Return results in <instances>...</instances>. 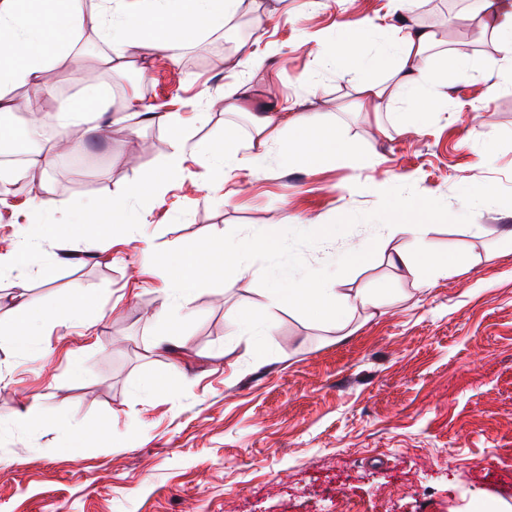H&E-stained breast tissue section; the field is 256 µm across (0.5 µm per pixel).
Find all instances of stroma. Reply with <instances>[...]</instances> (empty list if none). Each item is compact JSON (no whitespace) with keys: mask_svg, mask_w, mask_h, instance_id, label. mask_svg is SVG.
Segmentation results:
<instances>
[{"mask_svg":"<svg viewBox=\"0 0 512 512\" xmlns=\"http://www.w3.org/2000/svg\"><path fill=\"white\" fill-rule=\"evenodd\" d=\"M263 35L255 62L218 52L223 29L189 40L179 60L161 49L125 50L111 71L109 46L87 31L54 72L45 104L61 113L79 101L120 109L136 90L158 112L205 113L191 140L220 142L225 125L248 138L251 116L216 102L240 84L254 102L299 103L336 124L355 155L375 163L284 168L272 150L264 168L223 173L190 156L182 178L152 200L131 191L171 151V133L147 118L112 121L87 137L100 157L93 181L61 186L54 217L113 193L150 207L139 240L98 228L99 248L82 238L35 245L23 276L25 298L50 305L74 288L95 292L104 311L91 328L46 326L29 353L0 344V512H483L512 506V208L485 205L470 224L432 225L433 251L449 253V274L431 285L419 269L391 265L404 248L380 225L361 223L336 248L304 249L309 267L334 266L351 245L377 241L375 257L343 276V290L370 289L378 308L352 312L344 329L270 305L261 266L220 287L198 290L195 312L177 331L157 317L160 276L141 274L155 250L232 229L289 223L304 230L346 214L373 211L382 189L409 184L464 211L460 188L494 183L512 190V87L489 93L490 69L450 75L447 104L410 125L404 104L376 115L351 111L356 72L326 71L321 43L371 21L369 51L399 23L391 0H253ZM420 23L445 47L465 41L448 0H421ZM388 128L378 134L376 125ZM41 195H12L0 206V245L16 240ZM249 312L270 336H234L226 314ZM184 348H176V341ZM82 361L73 377L71 353ZM177 365L162 390L151 378ZM37 406L44 427L14 416ZM107 439L72 454L56 422Z\"/></svg>","mask_w":512,"mask_h":512,"instance_id":"obj_1","label":"stroma"}]
</instances>
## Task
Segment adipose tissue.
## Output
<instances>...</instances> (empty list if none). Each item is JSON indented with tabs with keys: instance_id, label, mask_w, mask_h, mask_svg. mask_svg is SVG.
Returning <instances> with one entry per match:
<instances>
[{
	"instance_id": "adipose-tissue-1",
	"label": "adipose tissue",
	"mask_w": 512,
	"mask_h": 512,
	"mask_svg": "<svg viewBox=\"0 0 512 512\" xmlns=\"http://www.w3.org/2000/svg\"><path fill=\"white\" fill-rule=\"evenodd\" d=\"M48 2L0 0V112L15 108L12 92L21 87L47 97L53 95L50 74L61 59L70 55L68 44L50 45L48 32L55 25H63L71 36L90 29L105 42L161 49L174 59L190 37L223 27L225 20L235 14L239 0H96L89 10L84 9L82 0H64L63 14L58 18L49 12ZM373 29L372 23H361L359 31L339 37L326 55L337 75L351 68L361 71L362 77L353 87L357 109L377 113L400 101L408 104L412 113L425 114L447 103L449 74L480 66L479 60L463 51L436 53L434 32L413 25L400 28L397 39L384 43L376 53H368L365 37ZM389 62L394 65L391 82L377 80L376 72ZM157 120L175 130L176 135L165 162L143 182L139 194L144 198L154 196L179 175L189 153H207L219 168L228 170L260 168L275 145L280 146L282 160L288 165L315 166L327 158L340 163L352 159L335 127L315 125L306 113H288L276 106L264 107L254 115L252 134L245 143L232 125L225 126L219 144L205 146L183 135L186 121L180 113L167 112L158 115ZM421 217V211L406 207L392 224L386 225L388 237L407 241L398 259L410 266L423 256L431 274L447 273V257L427 250L428 227ZM210 260L209 252L201 248L172 253L171 263L178 274L161 291L160 319L176 322L192 314L201 282L199 271ZM269 295L273 307L298 308L339 328L345 327L352 311L375 303L368 292H343L325 279L297 277L288 267L275 268ZM98 309L96 295L80 288L51 306L20 300L9 321L0 323V342L11 344L18 352H28L39 325H61L76 318L93 325L98 320Z\"/></svg>"
}]
</instances>
